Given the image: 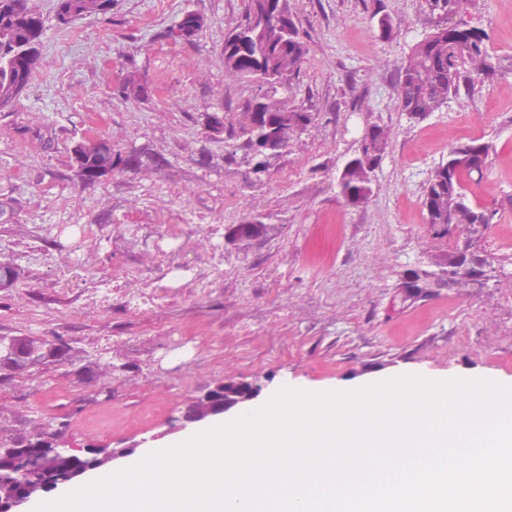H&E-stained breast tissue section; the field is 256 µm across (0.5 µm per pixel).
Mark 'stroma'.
<instances>
[{"label":"stroma","mask_w":512,"mask_h":512,"mask_svg":"<svg viewBox=\"0 0 512 512\" xmlns=\"http://www.w3.org/2000/svg\"><path fill=\"white\" fill-rule=\"evenodd\" d=\"M32 3L45 18L41 62L14 110L0 112V262L19 273L0 289V335L64 338L74 356L0 382V434L60 427L79 453L151 448L176 439L186 407L227 378L260 381L265 400L291 382L346 385L397 372L512 377V277L402 299L410 270H435L462 241L457 231L433 238L422 208L451 147L493 143L473 192L512 213V0H474L465 15L486 30L496 73L421 121L397 103L398 69L437 23L421 0H288L309 44L294 92L314 120L259 179L247 158L226 162L223 137L207 130L214 115L256 93L224 72V34L248 0H112L110 14L67 26L55 21L56 0ZM188 12L203 20L198 35L161 39ZM129 76L146 81L147 94H118ZM37 123L50 148L20 136ZM370 123L387 130L388 148L373 196L353 206L336 177ZM98 140L140 154L141 167L73 180L74 145ZM177 204L223 209L227 226L250 212L272 215L265 237L225 244L224 283L207 303L133 317L53 297L70 246L47 240L50 225L113 228L116 248L90 249V273L73 279L80 291L94 271L148 269L149 254L124 239L123 227L157 234L160 215ZM160 321L192 324L196 334L168 352L166 337L152 333ZM112 335L146 337L150 346L104 344ZM218 343L220 357L210 350ZM116 356L126 370L106 373Z\"/></svg>","instance_id":"1"}]
</instances>
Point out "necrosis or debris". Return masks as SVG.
<instances>
[{"label": "necrosis or debris", "instance_id": "obj_1", "mask_svg": "<svg viewBox=\"0 0 512 512\" xmlns=\"http://www.w3.org/2000/svg\"><path fill=\"white\" fill-rule=\"evenodd\" d=\"M143 231L138 224L124 227L126 235L144 237L153 252L149 271L143 273L130 265L116 267L110 276L78 293L71 286L73 272L83 267V252L88 245L108 243V228L103 224L51 226L50 236L71 241V267L55 278V297L74 301L83 310L119 309L137 315L206 300L215 286L223 283L224 236L208 213L181 205L173 210L158 235L147 237ZM189 252L196 256L194 263H181V255Z\"/></svg>", "mask_w": 512, "mask_h": 512}]
</instances>
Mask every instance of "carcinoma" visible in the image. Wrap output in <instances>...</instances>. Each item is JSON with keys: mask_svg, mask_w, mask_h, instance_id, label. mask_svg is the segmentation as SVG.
I'll return each mask as SVG.
<instances>
[{"mask_svg": "<svg viewBox=\"0 0 512 512\" xmlns=\"http://www.w3.org/2000/svg\"><path fill=\"white\" fill-rule=\"evenodd\" d=\"M287 0H249L243 20L224 36L225 73L258 88V94L235 112L211 119L224 130V158L232 160L245 151L255 160V172L265 170L273 156L268 144L288 147L292 135L303 131L313 113L288 101L292 79L300 72L308 52L304 33L297 27ZM472 0H422L425 12L440 24L413 44L398 69L397 102L410 118L423 120L448 102L451 95L474 88L478 79L495 69L487 35L477 27L459 21L448 32V20L460 15ZM112 11V0H57L55 18L67 25L75 19L102 16ZM203 26L193 14L164 31L162 38L191 41ZM45 20L31 0H0V112H9L27 90L40 63L39 45ZM388 147V132L379 125L367 126L355 154L337 178L339 196L350 205L366 203L374 193L375 172ZM493 145L477 140L460 143L448 151L447 160L433 171L423 191L425 223L430 227L454 224L466 231L463 244L444 254L438 270H415L405 282L404 296L416 298L429 288L459 287L481 283L493 273L505 271L511 258L493 263L479 249L478 242L499 212L477 202L468 184L485 177ZM73 172L81 182H97L106 176L141 166L135 153L122 152L103 140L91 145L76 144L72 150ZM28 449L19 467L26 476L55 487L76 469H97L99 454L90 448L81 455L63 456L52 452V436Z\"/></svg>", "mask_w": 512, "mask_h": 512, "instance_id": "cac0c4a2", "label": "carcinoma"}]
</instances>
